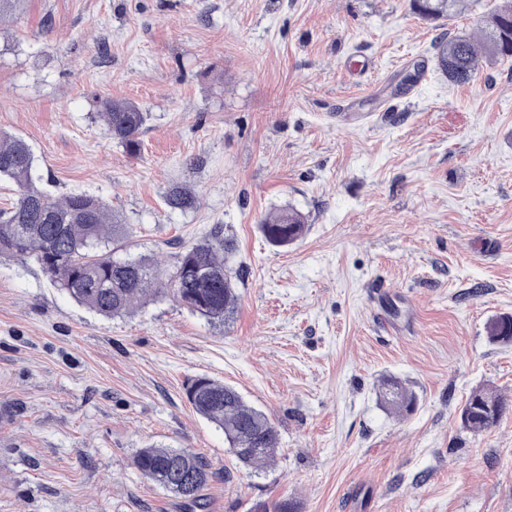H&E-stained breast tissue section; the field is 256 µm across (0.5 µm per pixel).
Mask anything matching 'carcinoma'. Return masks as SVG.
Masks as SVG:
<instances>
[{
	"label": "carcinoma",
	"instance_id": "1",
	"mask_svg": "<svg viewBox=\"0 0 512 512\" xmlns=\"http://www.w3.org/2000/svg\"><path fill=\"white\" fill-rule=\"evenodd\" d=\"M461 0H410L411 10L429 23L447 22L460 11ZM437 69L451 83L471 80L481 59L512 58V0H504L482 20L476 35L443 33L434 43ZM98 116L107 135L129 154L140 151V135L147 113L124 98H102ZM34 154L22 138L0 133V180L8 179L18 194L0 208V255L39 264L50 282L78 304L111 318L137 312L159 297H171L212 325H222L237 309V283L243 274L231 273L227 256L233 241L224 227L215 224L209 233L186 246L168 270L154 259L117 266L112 246L128 236V225L102 198L76 192L58 197L33 180ZM165 204L173 211L196 208L198 198L180 187L172 188ZM267 241L285 247L305 231L302 214L290 207L270 212L259 220ZM488 340L512 346V315L487 322ZM379 397L395 413L411 412L417 396L400 381L387 378ZM187 398L201 417L224 431V441L237 461L259 469L270 463L279 437L273 423L260 409L248 404L233 387L207 376L196 378ZM507 399L495 388L474 389L460 409L464 428L475 432L495 427L506 413ZM134 466L140 474L193 507L202 508V491L212 476L209 460L192 451L149 444L137 452ZM254 512H300L291 498L259 502Z\"/></svg>",
	"mask_w": 512,
	"mask_h": 512
}]
</instances>
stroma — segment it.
<instances>
[{
  "label": "stroma",
  "instance_id": "stroma-1",
  "mask_svg": "<svg viewBox=\"0 0 512 512\" xmlns=\"http://www.w3.org/2000/svg\"><path fill=\"white\" fill-rule=\"evenodd\" d=\"M438 33L409 0H25L0 24V132L42 187L106 200L120 257L172 265L220 224L246 268L212 326L170 298L106 319L0 258V512H189L135 468L151 443L210 460L203 512H512V413L458 418L475 388L512 399L486 336L512 314V59L448 83ZM105 97L147 112L137 155ZM284 206L306 231L275 247L258 221ZM203 375L272 420L270 466L195 413ZM390 377L412 413L380 405ZM198 198L191 192L180 187L172 188L165 196V204L173 211L186 212L196 208Z\"/></svg>",
  "mask_w": 512,
  "mask_h": 512
}]
</instances>
